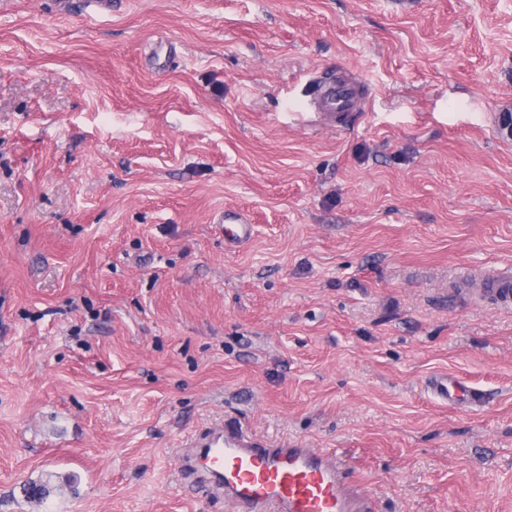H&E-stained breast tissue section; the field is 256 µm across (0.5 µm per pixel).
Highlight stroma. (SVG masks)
Wrapping results in <instances>:
<instances>
[{
	"mask_svg": "<svg viewBox=\"0 0 512 512\" xmlns=\"http://www.w3.org/2000/svg\"><path fill=\"white\" fill-rule=\"evenodd\" d=\"M504 112L512 0H0V512H233L175 454L220 418L368 512H512ZM362 103L360 86L350 79L336 82H324L319 88L311 109L330 126L345 121L353 112H357ZM428 389L435 398L448 405L457 407L462 404L480 405L484 398L478 390L469 388L454 379L438 377L430 380Z\"/></svg>",
	"mask_w": 512,
	"mask_h": 512,
	"instance_id": "obj_1",
	"label": "stroma"
}]
</instances>
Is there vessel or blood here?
Instances as JSON below:
<instances>
[{
    "label": "vessel or blood",
    "mask_w": 512,
    "mask_h": 512,
    "mask_svg": "<svg viewBox=\"0 0 512 512\" xmlns=\"http://www.w3.org/2000/svg\"><path fill=\"white\" fill-rule=\"evenodd\" d=\"M362 103L360 86L341 79L320 86L310 112L328 125L345 121ZM435 398L457 407L478 405L483 396L453 379L438 377L428 385ZM183 446L207 495L232 503L236 512H355L344 474L333 454L293 442L270 446L240 425L221 422L188 438Z\"/></svg>",
    "instance_id": "vessel-or-blood-1"
}]
</instances>
